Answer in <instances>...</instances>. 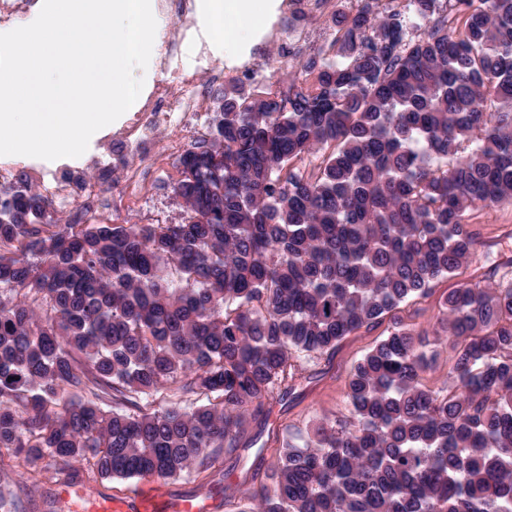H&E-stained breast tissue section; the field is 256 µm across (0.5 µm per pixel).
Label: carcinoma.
<instances>
[{
    "mask_svg": "<svg viewBox=\"0 0 512 512\" xmlns=\"http://www.w3.org/2000/svg\"><path fill=\"white\" fill-rule=\"evenodd\" d=\"M332 22L286 73L288 111L224 93L210 143L180 157L178 224H45L26 180L0 186V451L199 477L292 393L300 358L388 319L347 415L283 442L260 494L226 485L224 503L512 512V260L440 302L441 388L397 315L476 261L467 212L512 202V0H361ZM176 383L215 402L140 405ZM439 356L434 367L427 371L424 375V382L431 387H441L448 375V362L453 351L447 343L442 344L438 348Z\"/></svg>",
    "mask_w": 512,
    "mask_h": 512,
    "instance_id": "carcinoma-1",
    "label": "carcinoma"
}]
</instances>
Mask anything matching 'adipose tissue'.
<instances>
[{"label": "adipose tissue", "instance_id": "obj_1", "mask_svg": "<svg viewBox=\"0 0 512 512\" xmlns=\"http://www.w3.org/2000/svg\"><path fill=\"white\" fill-rule=\"evenodd\" d=\"M278 0H199L198 9L208 20L209 39L228 54L249 52L254 33L272 16Z\"/></svg>", "mask_w": 512, "mask_h": 512}]
</instances>
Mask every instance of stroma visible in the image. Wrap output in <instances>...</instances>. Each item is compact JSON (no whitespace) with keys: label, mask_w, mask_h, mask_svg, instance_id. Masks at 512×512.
Here are the masks:
<instances>
[{"label":"stroma","mask_w":512,"mask_h":512,"mask_svg":"<svg viewBox=\"0 0 512 512\" xmlns=\"http://www.w3.org/2000/svg\"><path fill=\"white\" fill-rule=\"evenodd\" d=\"M279 46L266 41L258 42L247 60L254 69L251 81L238 85L232 82L213 87V95L223 91L239 90L248 95L263 92L272 82L268 65L277 57ZM111 132H103L90 141L87 151L77 158H60L37 162L27 156L9 157L14 177L32 179V168L43 164L50 171L66 169L83 174L85 180H104L107 188L119 187L123 167L120 150L111 141ZM179 177L177 165H168L155 173L157 191L142 203L144 210L159 214L164 223H179L183 216L181 203L172 192V184ZM465 221L471 230L489 243L487 252L481 253L479 263L490 268L506 258H512V204L477 208L467 213ZM468 279L467 274L445 278L436 283L434 294L420 301L418 306H405L401 315L415 332L432 333L439 314L441 297L458 288ZM387 334L386 325H378L346 338L332 359H317L305 363L308 374L293 395L285 399H271L268 415L250 422L237 456H224L218 460L212 480H227L231 484H244L252 492L259 491L265 482L264 474L274 462L283 441L304 429L305 425L321 417H340L347 412L346 381L354 363ZM0 485L11 490L18 501L19 512H91L95 500L121 502L132 494L142 493L151 498L152 512H171L176 499L195 498L206 504L207 512H226L222 494L207 495L199 478L186 476L179 479L108 480L100 478L88 462L75 464L70 475L56 473L47 459L31 460L9 455L0 456Z\"/></svg>","instance_id":"35a3bbf8"}]
</instances>
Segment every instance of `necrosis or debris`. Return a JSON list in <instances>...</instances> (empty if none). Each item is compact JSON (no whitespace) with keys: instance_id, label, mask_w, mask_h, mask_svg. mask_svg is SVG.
<instances>
[{"instance_id":"obj_1","label":"necrosis or debris","mask_w":512,"mask_h":512,"mask_svg":"<svg viewBox=\"0 0 512 512\" xmlns=\"http://www.w3.org/2000/svg\"><path fill=\"white\" fill-rule=\"evenodd\" d=\"M190 0H163V23L156 37L157 65L164 77L154 83L150 97L152 106L136 110L131 121L120 130L130 157L124 167L121 188L105 197L98 183L76 178L41 179L44 196L55 204H78V223L90 224L125 209L137 211L139 201L153 189L150 170L155 159L150 144L158 130L177 128L168 147V160H175L190 145L206 141V112L211 88L223 82L225 72L212 68L208 54L199 49L188 19ZM179 35H171L172 27Z\"/></svg>"}]
</instances>
